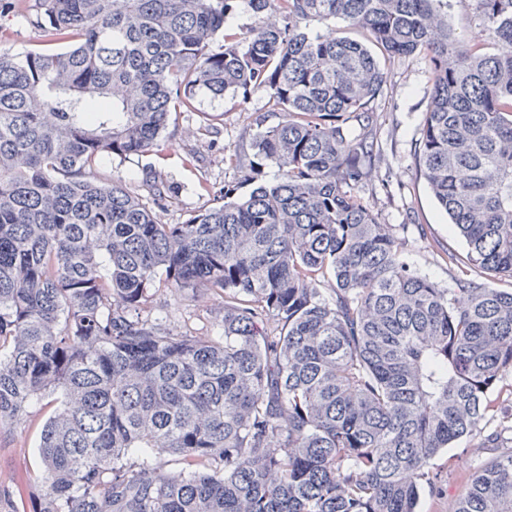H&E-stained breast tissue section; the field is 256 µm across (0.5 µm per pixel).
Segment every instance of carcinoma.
Listing matches in <instances>:
<instances>
[{"mask_svg":"<svg viewBox=\"0 0 512 512\" xmlns=\"http://www.w3.org/2000/svg\"><path fill=\"white\" fill-rule=\"evenodd\" d=\"M36 0L50 48L0 49V435L55 394L32 512H416L430 461L512 400V0ZM271 14H266V11ZM339 19L356 36L311 37ZM431 74L418 165L466 262L442 288L361 196L385 67ZM283 112L250 144L240 196L180 224L103 179L157 152L198 92ZM276 167L280 181H262ZM166 288L224 294L217 336L153 315ZM177 458L171 475L150 453ZM0 484V512H19ZM455 512H512V450ZM257 16L253 12L249 0H237L236 7L224 23L225 33H241L255 26ZM449 4L448 25L457 31L476 30L472 0H451Z\"/></svg>","mask_w":512,"mask_h":512,"instance_id":"cac0c4a2","label":"carcinoma"}]
</instances>
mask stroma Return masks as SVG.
Returning <instances> with one entry per match:
<instances>
[{"label": "stroma", "instance_id": "stroma-1", "mask_svg": "<svg viewBox=\"0 0 512 512\" xmlns=\"http://www.w3.org/2000/svg\"><path fill=\"white\" fill-rule=\"evenodd\" d=\"M34 0H13L8 20H0V46L12 52L37 51L44 46L43 32L34 24ZM431 76L425 60L411 56L395 62L387 71L386 91L373 104L378 126V159L363 193L380 221L398 238L405 240L410 263L419 273L448 288L455 272L444 256L445 250H467L448 217L439 207L414 160L424 114L429 106ZM193 112L172 113L157 153L133 155L126 159L103 157L99 171L124 181L138 194H146L142 184L146 170H153L172 183L178 197L171 206L155 210L159 223H181L190 212L207 202L206 187L236 185L239 194H248L250 185L242 181L238 166L226 161L227 151L249 159L250 143L262 127L282 119L272 101L262 92L249 98H211L202 93ZM211 113L221 130L210 138L203 130V113ZM158 309L167 324L197 336L216 335V317L224 311L221 294L204 292L188 298L184 291L170 289L158 299ZM48 412L36 404L30 419L0 437V481L16 482L34 477L42 468L38 453L39 429ZM495 448L474 447L470 439L440 451L432 461L434 486H422L418 512H453L455 502L467 488L475 471L498 456Z\"/></svg>", "mask_w": 512, "mask_h": 512}]
</instances>
